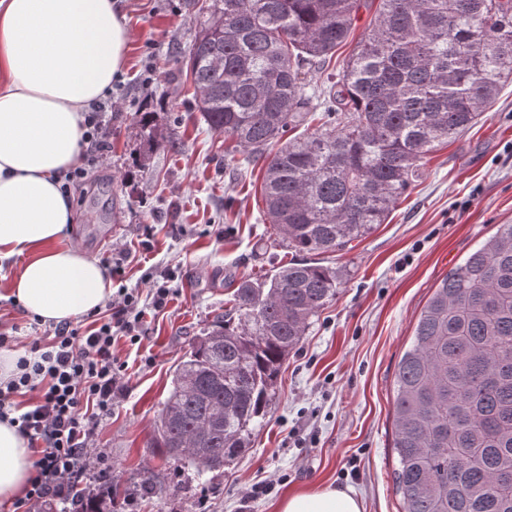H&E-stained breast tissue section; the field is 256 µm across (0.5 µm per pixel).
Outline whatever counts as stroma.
I'll return each mask as SVG.
<instances>
[{
    "label": "stroma",
    "instance_id": "obj_1",
    "mask_svg": "<svg viewBox=\"0 0 512 512\" xmlns=\"http://www.w3.org/2000/svg\"><path fill=\"white\" fill-rule=\"evenodd\" d=\"M122 6L131 39L112 84V151L90 172L93 191L74 196L67 233L98 259L130 251L113 290L145 299L163 286L170 295L147 311L141 343L115 350L124 389L100 434L121 490L115 512H277L285 496L320 488L355 495L364 512H403L392 447L396 365L441 278L512 222V84L478 124L431 155L386 223L342 251L344 283L289 353L263 428L202 487L149 446L172 372L234 285L289 256L277 245L256 250L268 229L263 169L225 165L229 141L210 130L183 85L197 9L186 0ZM144 111L164 131L153 147L139 135ZM146 471L163 498L140 493Z\"/></svg>",
    "mask_w": 512,
    "mask_h": 512
}]
</instances>
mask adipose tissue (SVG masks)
<instances>
[{"instance_id": "ef3b65f1", "label": "adipose tissue", "mask_w": 512, "mask_h": 512, "mask_svg": "<svg viewBox=\"0 0 512 512\" xmlns=\"http://www.w3.org/2000/svg\"><path fill=\"white\" fill-rule=\"evenodd\" d=\"M120 0H0V261L23 256L10 293L45 323L75 322L112 297L101 263L69 243L62 177L82 163L90 106L127 63ZM26 439L0 422V505L23 499ZM279 512H362L336 489L285 498Z\"/></svg>"}]
</instances>
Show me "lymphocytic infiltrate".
Here are the masks:
<instances>
[{
	"label": "lymphocytic infiltrate",
	"mask_w": 512,
	"mask_h": 512,
	"mask_svg": "<svg viewBox=\"0 0 512 512\" xmlns=\"http://www.w3.org/2000/svg\"><path fill=\"white\" fill-rule=\"evenodd\" d=\"M111 98L92 106L83 143L89 163L112 150ZM145 316L138 295L124 293L83 325L60 323L23 344L11 377L0 382V420L17 426L34 462L24 503L74 502L89 478L112 470L92 455L97 431L112 414L121 384L112 350L122 339L139 343Z\"/></svg>",
	"instance_id": "1"
}]
</instances>
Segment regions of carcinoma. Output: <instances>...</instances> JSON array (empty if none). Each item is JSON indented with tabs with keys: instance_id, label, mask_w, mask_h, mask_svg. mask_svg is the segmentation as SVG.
Returning a JSON list of instances; mask_svg holds the SVG:
<instances>
[{
	"instance_id": "1",
	"label": "carcinoma",
	"mask_w": 512,
	"mask_h": 512,
	"mask_svg": "<svg viewBox=\"0 0 512 512\" xmlns=\"http://www.w3.org/2000/svg\"><path fill=\"white\" fill-rule=\"evenodd\" d=\"M187 53L196 109L263 161L265 223L288 262L241 280L178 364L149 447L205 481L263 426L288 354L336 298L344 251L386 221L429 155L512 83V0H205ZM351 55L325 71L360 11ZM140 136L163 139L150 113ZM292 136H287V133ZM404 512H512V224L448 271L395 372ZM116 487L78 495L112 512Z\"/></svg>"
}]
</instances>
